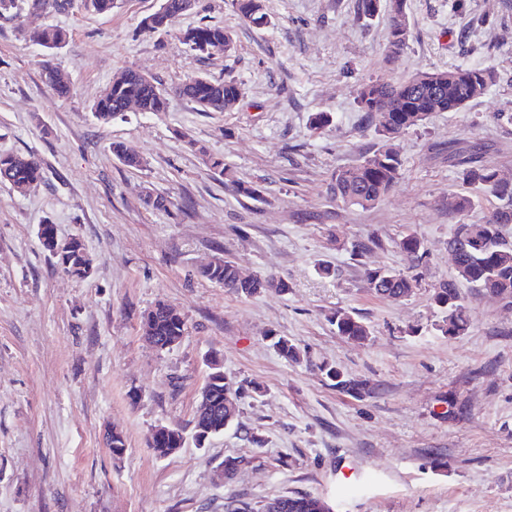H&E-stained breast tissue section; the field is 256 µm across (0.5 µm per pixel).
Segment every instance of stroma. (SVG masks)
Returning a JSON list of instances; mask_svg holds the SVG:
<instances>
[{"label": "stroma", "mask_w": 512, "mask_h": 512, "mask_svg": "<svg viewBox=\"0 0 512 512\" xmlns=\"http://www.w3.org/2000/svg\"><path fill=\"white\" fill-rule=\"evenodd\" d=\"M354 2L263 0L270 23L256 27L232 0H198L177 27L217 24L234 39L231 52L203 61L175 35L140 30L159 0H120L106 14L74 0L0 18V150L34 153L43 170L25 194L0 183V512H226L235 499L258 507L291 492L331 512H512V304L460 284L470 327L446 336L430 300L434 285L457 277L456 224L494 206L475 189L468 213L449 208L462 187L455 156L512 176V0H407L411 36L393 64L386 15L358 17ZM46 24L68 34L51 56L28 38ZM47 59L68 97L46 81ZM457 66L492 68L496 80L464 109L401 135L399 182L374 208L334 200L331 173L376 143L358 86ZM128 68L166 86L230 77L245 97L200 112L173 94L165 111L98 122L94 99ZM314 112L330 123L312 129ZM116 142L144 167L121 164ZM214 158L229 176L211 168ZM247 186L260 198L246 197ZM47 222L58 239L83 241L88 277L55 265L38 234ZM408 233L425 245L417 268L398 247ZM359 243L368 249L357 257ZM218 258L284 278L289 290L226 292L199 273ZM323 262L336 276L317 274ZM375 267L417 272L420 286L379 297L365 276ZM160 301L187 326L164 351L140 329ZM339 309L362 319L368 340L337 335ZM273 333L302 363L272 347ZM211 356L250 390L237 426L156 456L152 428H190ZM322 362L369 393L330 386ZM111 429L126 441L117 460L104 441ZM227 457L241 461L230 481Z\"/></svg>", "instance_id": "1"}]
</instances>
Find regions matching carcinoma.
<instances>
[{
	"label": "carcinoma",
	"mask_w": 512,
	"mask_h": 512,
	"mask_svg": "<svg viewBox=\"0 0 512 512\" xmlns=\"http://www.w3.org/2000/svg\"><path fill=\"white\" fill-rule=\"evenodd\" d=\"M189 0H161L159 9L144 17L140 27L148 33H167L175 21L186 12ZM240 18L252 25L268 23L262 11L261 0H233ZM389 35L385 46V60L396 63L409 39L405 23L406 0H388ZM30 0H0V18L20 16ZM30 40L46 50L63 47L68 33L56 26L46 25L29 34ZM180 41L200 57L211 54L218 45L232 42L224 27L201 23L179 32ZM45 78L58 96L65 97L69 86L55 80V68L50 60L42 63ZM495 82L492 70L480 66L456 67L448 70L417 71L399 82L371 80L360 84L356 103L375 123L379 143L357 163L340 167L332 172L330 189L333 197L346 204L363 209L374 207L398 183L402 167L401 158L394 147L395 140L406 130L423 123L434 112H456L480 97ZM175 94L188 99L199 112H226L244 97L242 85L234 79L216 80L199 74L189 80L166 88L154 79L145 78L133 70H124L113 78L111 84L92 104L97 121L108 123L126 112L127 102L135 100L144 112H163L168 96ZM112 154L126 167L139 169L145 161L132 147L124 143L112 144ZM460 178L467 185L477 186L499 201L479 224H458L449 247L457 253L456 269L460 279L481 290L490 291L512 301V241L502 233V228L512 224V183L502 181L498 169L470 158L459 161ZM43 171L32 154L0 152V183L8 184L20 193L36 188L42 181ZM399 248L415 264L425 257L423 241L414 234H406L399 241ZM88 254L81 239H76L66 259H56L68 274L85 278L89 275ZM205 279L224 286L225 289L250 298L268 289L279 292L288 290L282 278L254 275L244 277L235 265L225 259H216L200 268ZM371 290L378 296L402 299L420 286L417 276L389 270L368 269L365 272ZM431 299L445 312V319L438 331L457 336L468 329L469 320L460 303L456 285L444 281L433 288ZM331 322L338 335L352 340H364L370 335L368 326L359 318L338 310ZM143 335L164 346L185 335L186 323L171 305L158 302L145 312L141 320ZM273 347L282 357L297 362L298 349L288 339L271 335ZM211 372L204 386L208 403L197 406L193 423V436L205 429L209 436L224 432L237 423L240 412L242 387L224 375L220 361L210 362ZM320 373L341 392L361 396L368 392L367 384L354 379L327 363L318 366ZM185 442L184 431H173L160 426L150 435L154 452L165 457L177 452ZM267 512H330L324 502L310 494L281 495L266 506Z\"/></svg>",
	"instance_id": "cac0c4a2"
}]
</instances>
